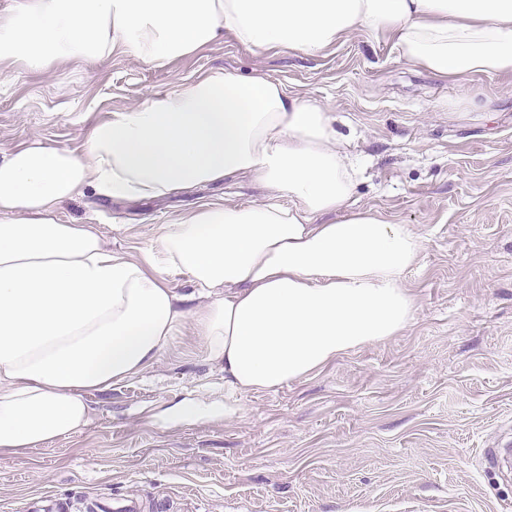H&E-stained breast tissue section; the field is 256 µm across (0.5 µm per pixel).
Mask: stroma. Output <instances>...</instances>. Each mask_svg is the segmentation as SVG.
<instances>
[{
	"label": "stroma",
	"instance_id": "1",
	"mask_svg": "<svg viewBox=\"0 0 512 512\" xmlns=\"http://www.w3.org/2000/svg\"><path fill=\"white\" fill-rule=\"evenodd\" d=\"M224 69L335 112L362 163L353 202L426 238L405 276L413 321L307 379L240 396L236 418L164 425L183 401L224 398L221 366L184 330L144 375L87 393L86 426L0 454V512L48 497L139 498L146 512H512V474L483 464L512 438V73L442 78L362 33L314 56L255 53L228 35L161 68L123 53L18 65L0 82V151L34 137L82 151L114 112ZM266 199L231 178L151 201L89 193L56 219L135 257L199 203Z\"/></svg>",
	"mask_w": 512,
	"mask_h": 512
}]
</instances>
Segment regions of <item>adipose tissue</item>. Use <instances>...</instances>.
Listing matches in <instances>:
<instances>
[{
	"label": "adipose tissue",
	"instance_id": "obj_1",
	"mask_svg": "<svg viewBox=\"0 0 512 512\" xmlns=\"http://www.w3.org/2000/svg\"><path fill=\"white\" fill-rule=\"evenodd\" d=\"M227 32L309 56L363 32L441 77L512 72V0H17L0 14V78L117 52L161 67ZM334 122L281 82L215 70L114 113L82 153L38 139L0 152V453L86 425L85 392L142 374L187 327L233 396L176 405L166 423L235 418V395L400 334L425 238L351 206L356 171ZM236 174L274 202L201 204L136 257L55 218L89 190L145 201Z\"/></svg>",
	"mask_w": 512,
	"mask_h": 512
}]
</instances>
